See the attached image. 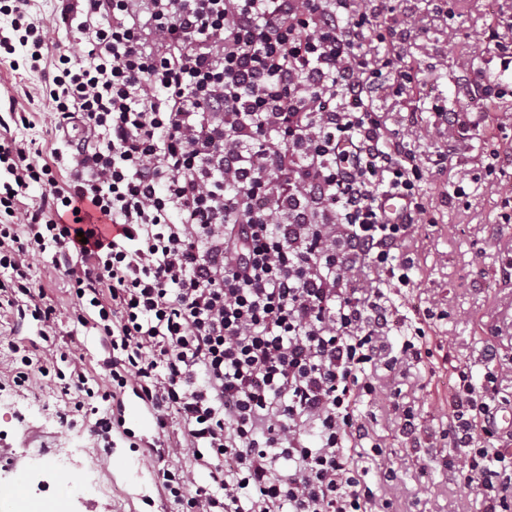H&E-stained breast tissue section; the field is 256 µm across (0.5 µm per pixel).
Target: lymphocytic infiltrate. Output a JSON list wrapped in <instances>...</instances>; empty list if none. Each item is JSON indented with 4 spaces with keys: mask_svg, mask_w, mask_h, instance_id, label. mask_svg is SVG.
I'll return each mask as SVG.
<instances>
[{
    "mask_svg": "<svg viewBox=\"0 0 512 512\" xmlns=\"http://www.w3.org/2000/svg\"><path fill=\"white\" fill-rule=\"evenodd\" d=\"M0 0V50L24 47L61 146L43 157L0 136V313L40 326L45 364L11 347L0 378L90 400L133 393L159 431L162 494L181 512H397V471L368 464L385 443L364 403L386 397L413 447L424 429L396 381L433 350L424 328L401 347L385 291L408 285L401 250L429 211L425 163L376 101L413 92L395 48L420 27L386 0ZM78 19L87 51L49 60L56 19ZM45 193L23 198L31 184ZM399 210L386 208L387 198ZM52 254L68 284L35 287ZM95 330L101 393L55 343L60 323ZM497 354L482 383L453 365L447 449L431 462L474 488L481 512H512V432ZM206 452L213 489L167 458Z\"/></svg>",
    "mask_w": 512,
    "mask_h": 512,
    "instance_id": "lymphocytic-infiltrate-1",
    "label": "lymphocytic infiltrate"
}]
</instances>
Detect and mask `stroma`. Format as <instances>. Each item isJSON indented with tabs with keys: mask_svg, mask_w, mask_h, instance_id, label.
<instances>
[{
	"mask_svg": "<svg viewBox=\"0 0 512 512\" xmlns=\"http://www.w3.org/2000/svg\"><path fill=\"white\" fill-rule=\"evenodd\" d=\"M436 0H395L388 21L406 11L425 20L427 29L411 37L405 51L422 68L421 96L379 100L390 119L417 112L426 123L412 148L422 159L435 157L446 139H453L454 158L446 168L430 167L423 184L433 201V223L420 224L410 243L411 283L390 290L400 322L390 341L400 347L410 337L425 309L437 311L429 336L443 343L453 360L468 362L475 380H482L487 365L486 347H495L502 373L499 391L512 401V222H504L503 205L512 195V157L502 156L494 171H487L484 156L512 145V94L494 100V110L479 128L466 135L433 129L431 105L448 102L460 109L476 110L470 97L469 75L496 71L492 47L482 32L495 16L512 19V0H453L448 17L436 16ZM45 79L0 63V114L9 108L29 113L34 138L43 153L56 148V116L43 97ZM464 181V198L442 199L441 192ZM453 380L442 357L418 365L402 391L414 398L422 424L429 433L446 428L444 401ZM363 411L397 470L393 494L400 512H478L475 492L449 481L447 471L425 464L399 434L386 408L366 404ZM90 409L74 413L67 399L37 388L0 389V446L24 457V475L31 500L56 499L61 483H68L64 512H177L175 504L158 495L152 461L146 447H130L118 440L111 453L95 447L88 427L94 423ZM74 450L67 466L55 464L59 452ZM109 486V493L88 489L89 477Z\"/></svg>",
	"mask_w": 512,
	"mask_h": 512,
	"instance_id": "35a3bbf8",
	"label": "stroma"
}]
</instances>
